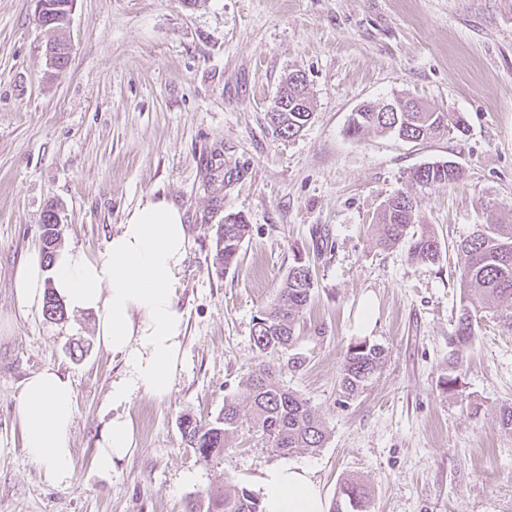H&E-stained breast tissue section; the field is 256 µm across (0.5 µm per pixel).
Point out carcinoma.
Returning <instances> with one entry per match:
<instances>
[{
  "instance_id": "1",
  "label": "carcinoma",
  "mask_w": 512,
  "mask_h": 512,
  "mask_svg": "<svg viewBox=\"0 0 512 512\" xmlns=\"http://www.w3.org/2000/svg\"><path fill=\"white\" fill-rule=\"evenodd\" d=\"M50 9L40 21L62 36L55 42L64 46L54 66L61 71L68 65L71 44L67 30V3L71 0H47ZM284 93L267 112L273 132L283 139L296 137L311 119L312 105L308 96V80L298 72L288 74L281 82ZM466 121L459 113L439 112L422 107L420 112H380L368 104L363 112L354 113L350 132L358 136L368 130L393 133L410 142L426 141L445 133L465 131ZM460 177L457 168L448 169L435 163L426 169L417 168L410 180L420 186L451 185ZM418 221V201L405 192L387 198L376 215L373 229L378 246L390 249L409 241L412 260L432 265L439 260L440 248L429 232H412ZM42 254L45 262L52 260L59 246L57 217L49 209L43 216ZM249 232L243 217L229 214L216 231L213 265L222 273L238 264L240 247ZM460 277V308L454 330L448 339V375L442 378L447 392L457 390L459 367L463 354L476 336L478 318L495 301L511 305L499 312L504 325L512 328V224L488 221L476 225V230L457 245ZM314 281L310 266L293 267L283 282L277 303L261 313L253 325V341L260 355L283 354L295 344L303 311L313 298ZM44 314L58 321L65 317V307L53 291H47ZM386 351L366 340L349 345L343 356L339 382L340 397L354 399L382 368ZM248 410L252 427L260 432L270 447L281 455H291L299 448L314 451L324 446L326 428L306 399L280 384L276 370L262 365L245 382L240 395L224 399V410L209 422L188 415L180 421L182 439L200 459L208 462L224 453L228 438L240 424L242 410ZM340 498L351 512H364L368 492L364 485L347 481L340 487ZM208 512H263L261 498L250 490L230 481L209 497Z\"/></svg>"
}]
</instances>
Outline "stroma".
<instances>
[{"instance_id": "stroma-1", "label": "stroma", "mask_w": 512, "mask_h": 512, "mask_svg": "<svg viewBox=\"0 0 512 512\" xmlns=\"http://www.w3.org/2000/svg\"><path fill=\"white\" fill-rule=\"evenodd\" d=\"M36 0H0V512H206L230 481L259 492L283 457L242 422L206 463L185 447L180 419H214L260 364L253 320L304 262L314 297L294 347L305 360L281 384L308 400L327 429L300 450L328 500L366 485V512H512V331L486 312L459 388L448 373L458 316L454 248L477 225L512 224V0H76L56 71ZM309 82L313 117L293 139L267 112L282 79ZM402 93L464 117L465 134L413 143L351 136L357 106ZM453 161L461 178L423 188L410 171ZM417 198L419 229L440 244L422 266L407 245L376 246L383 201ZM184 213L191 246L176 285L186 318L170 397L113 407L119 356L96 342L94 315L61 321L21 308L12 278L41 250L54 210L63 245L98 255L148 195ZM250 226L237 266L212 265L227 214ZM385 347L379 374L338 403L347 347ZM53 367L75 387L73 478L51 482L21 446L18 400L28 376ZM138 445L112 472L93 456L114 412Z\"/></svg>"}]
</instances>
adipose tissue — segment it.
<instances>
[{
  "label": "adipose tissue",
  "mask_w": 512,
  "mask_h": 512,
  "mask_svg": "<svg viewBox=\"0 0 512 512\" xmlns=\"http://www.w3.org/2000/svg\"><path fill=\"white\" fill-rule=\"evenodd\" d=\"M190 247L184 213L164 197H145L107 239L95 257L66 246L51 262L33 252L17 266L12 286L19 305L39 308L47 290L70 311L95 316V337L103 349L122 357L123 376L112 384V403L135 396L167 398L183 355L184 313L175 285ZM76 413L71 379L44 368L25 382L19 427L29 458L44 466L50 481L67 483L74 473L70 430ZM137 446L127 414L107 422L94 464L112 472ZM265 512H329V504L309 471L282 462L262 475Z\"/></svg>",
  "instance_id": "ef3b65f1"
}]
</instances>
